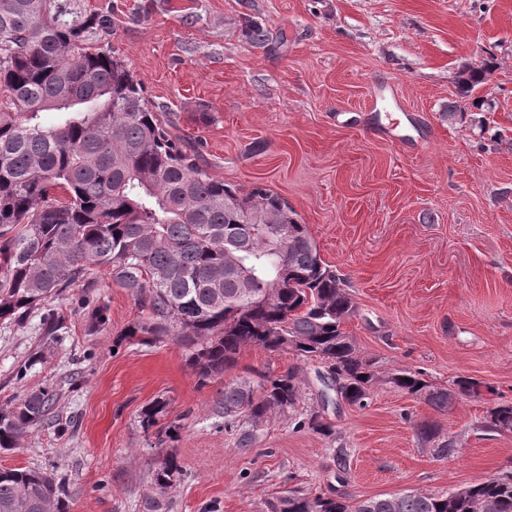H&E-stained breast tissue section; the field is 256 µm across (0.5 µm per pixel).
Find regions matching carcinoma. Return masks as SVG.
<instances>
[{"label":"carcinoma","instance_id":"carcinoma-1","mask_svg":"<svg viewBox=\"0 0 512 512\" xmlns=\"http://www.w3.org/2000/svg\"><path fill=\"white\" fill-rule=\"evenodd\" d=\"M107 19L80 0H0V322L21 324L43 302L104 266L146 314L126 333L132 345L175 337L201 386L224 376L247 347L292 353L340 377L347 403L364 408L375 362L344 331L356 306L345 284L288 202L259 184L249 191L212 178L171 136L162 113L123 59L101 45ZM494 62L472 68L465 98L491 81ZM55 112L52 124L42 114ZM298 370L261 373L224 385L216 404L236 448L253 447L273 417L302 398ZM395 390L446 411L483 382L459 376L438 387L406 368L389 373ZM56 393L42 388L0 409V448H16L51 414ZM154 401L140 426L156 443L175 442L181 424H159ZM295 427L331 436L312 412ZM484 428L512 434V403L486 409ZM423 445L436 426L415 424ZM182 472L168 453L152 475L158 497ZM268 512H512V472L444 494L418 490L357 502L290 491ZM0 512H67L54 474L0 469Z\"/></svg>","mask_w":512,"mask_h":512}]
</instances>
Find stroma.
<instances>
[{"instance_id":"1","label":"stroma","mask_w":512,"mask_h":512,"mask_svg":"<svg viewBox=\"0 0 512 512\" xmlns=\"http://www.w3.org/2000/svg\"><path fill=\"white\" fill-rule=\"evenodd\" d=\"M83 4L106 16L108 47L215 179L263 185L296 211L347 279L357 313L344 329L377 372L419 370L443 387L468 375L487 390L439 412L380 382L365 408L326 406L315 365L252 347L201 386L174 337L126 344L141 309L100 268L93 290L48 301L57 335L38 310L0 322V407L57 394L48 420L0 449V468L54 471L69 512H148L165 451L139 415L161 397L182 424L173 447L183 465L162 512H261L291 488L354 501L444 493L512 471V434L482 427L490 403L512 402V0ZM253 24L267 41H250ZM488 58L497 69L475 92L478 110L456 76ZM453 101L462 113L445 118ZM89 292L108 306L103 326L83 304ZM290 367L304 379L299 410L323 411L333 436L276 417L238 451L214 413L225 383ZM424 420L456 439L453 457L419 444Z\"/></svg>"}]
</instances>
